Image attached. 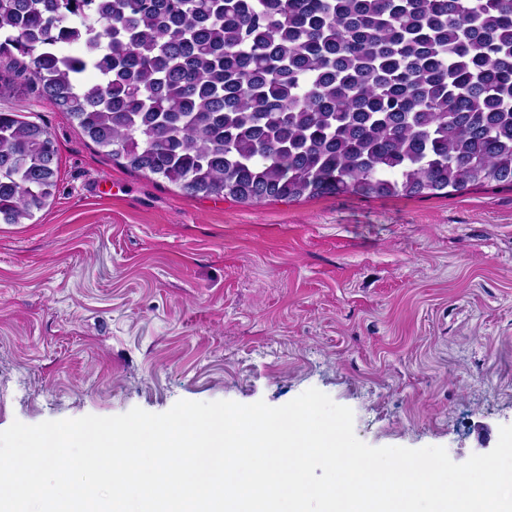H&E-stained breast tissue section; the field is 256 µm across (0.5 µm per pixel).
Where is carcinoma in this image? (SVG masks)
<instances>
[{
  "instance_id": "1",
  "label": "carcinoma",
  "mask_w": 512,
  "mask_h": 512,
  "mask_svg": "<svg viewBox=\"0 0 512 512\" xmlns=\"http://www.w3.org/2000/svg\"><path fill=\"white\" fill-rule=\"evenodd\" d=\"M0 59V93L24 77L190 195L512 187V0H0ZM56 155L0 112V224L46 207Z\"/></svg>"
}]
</instances>
